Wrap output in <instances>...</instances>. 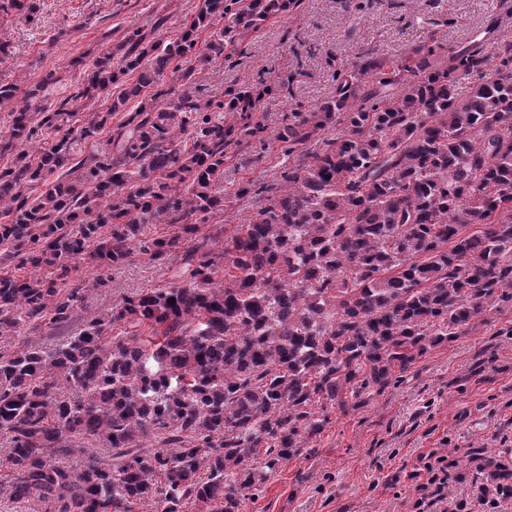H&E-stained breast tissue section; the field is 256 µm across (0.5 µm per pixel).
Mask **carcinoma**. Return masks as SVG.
Wrapping results in <instances>:
<instances>
[{"instance_id": "carcinoma-1", "label": "carcinoma", "mask_w": 512, "mask_h": 512, "mask_svg": "<svg viewBox=\"0 0 512 512\" xmlns=\"http://www.w3.org/2000/svg\"><path fill=\"white\" fill-rule=\"evenodd\" d=\"M297 2L198 0L167 43L133 31L103 48L54 112L27 105L53 73L22 107L19 88L0 84V337L64 333L52 349L0 350V500L239 512L281 464L314 454L328 406L385 391L393 370L512 309L505 35L492 53L475 40L445 63L432 41L401 65L336 69L334 98L283 117L289 164L258 187L250 222L221 252L200 234L249 193L250 181L216 186L227 155L247 158L265 128L252 122L253 86L203 99L195 68ZM11 10L36 5L0 0ZM403 82L404 96L389 92ZM148 224L177 231L149 238ZM178 250L179 279L78 318L86 292L133 254ZM76 456L83 465L65 466Z\"/></svg>"}]
</instances>
